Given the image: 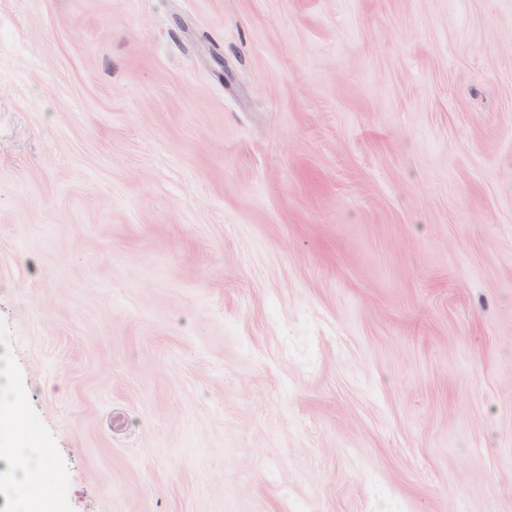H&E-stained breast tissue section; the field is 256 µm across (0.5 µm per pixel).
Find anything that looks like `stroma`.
Wrapping results in <instances>:
<instances>
[{"mask_svg":"<svg viewBox=\"0 0 512 512\" xmlns=\"http://www.w3.org/2000/svg\"><path fill=\"white\" fill-rule=\"evenodd\" d=\"M0 348L58 512H512V0H0Z\"/></svg>","mask_w":512,"mask_h":512,"instance_id":"stroma-1","label":"stroma"}]
</instances>
